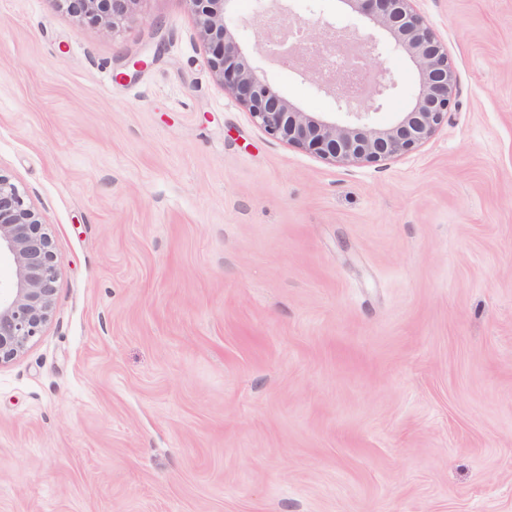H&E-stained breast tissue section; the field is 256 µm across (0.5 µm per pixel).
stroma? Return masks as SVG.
<instances>
[{"instance_id": "1", "label": "stroma", "mask_w": 512, "mask_h": 512, "mask_svg": "<svg viewBox=\"0 0 512 512\" xmlns=\"http://www.w3.org/2000/svg\"><path fill=\"white\" fill-rule=\"evenodd\" d=\"M418 8L459 107L375 167L256 126L184 0H0V175L57 267L0 365V512H512V0ZM56 5H66L74 16L85 18L91 24L114 31L125 21L139 0H50Z\"/></svg>"}]
</instances>
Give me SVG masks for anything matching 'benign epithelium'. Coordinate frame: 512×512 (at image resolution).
<instances>
[{
	"label": "benign epithelium",
	"mask_w": 512,
	"mask_h": 512,
	"mask_svg": "<svg viewBox=\"0 0 512 512\" xmlns=\"http://www.w3.org/2000/svg\"><path fill=\"white\" fill-rule=\"evenodd\" d=\"M106 30H115L140 0H49ZM193 14L199 38L209 53V66L224 94L235 100L253 122L281 142L305 149L333 163H382L417 151L456 111L458 77L448 44L418 10V0H339L343 10L380 31H365L319 3L308 7L310 17L283 0H255L252 26L256 52L268 59L308 63L301 75L321 94L335 100L343 119L305 112L280 93L266 71L251 62L236 29L237 0H184ZM293 41L271 40L270 16ZM354 42L356 55L336 66V47ZM394 53L412 65L415 91L410 106L381 125L380 111L389 108L401 83V73L385 66ZM358 65L372 74L365 91L352 94L345 73ZM12 266L11 281L0 285V364L23 353L42 335L53 308L57 277L51 241L37 214L26 205L15 184L0 175V263Z\"/></svg>",
	"instance_id": "1"
}]
</instances>
